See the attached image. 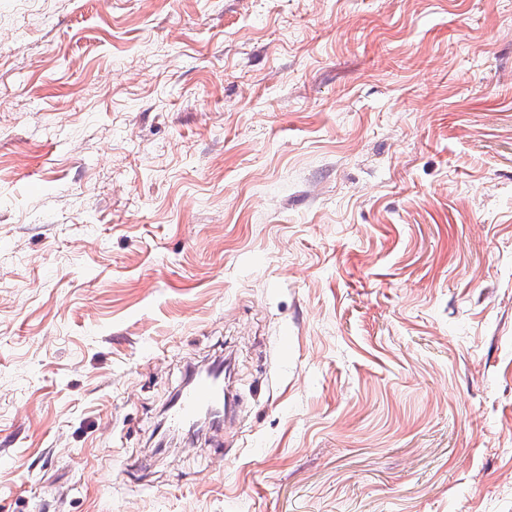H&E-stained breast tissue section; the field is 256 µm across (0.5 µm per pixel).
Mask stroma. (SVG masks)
Wrapping results in <instances>:
<instances>
[{"label": "stroma", "instance_id": "obj_1", "mask_svg": "<svg viewBox=\"0 0 512 512\" xmlns=\"http://www.w3.org/2000/svg\"><path fill=\"white\" fill-rule=\"evenodd\" d=\"M0 512H512V0H0ZM227 404L224 389V370L222 365L205 369L192 384L187 386L169 408L168 428L178 429L192 422L205 408Z\"/></svg>", "mask_w": 512, "mask_h": 512}]
</instances>
